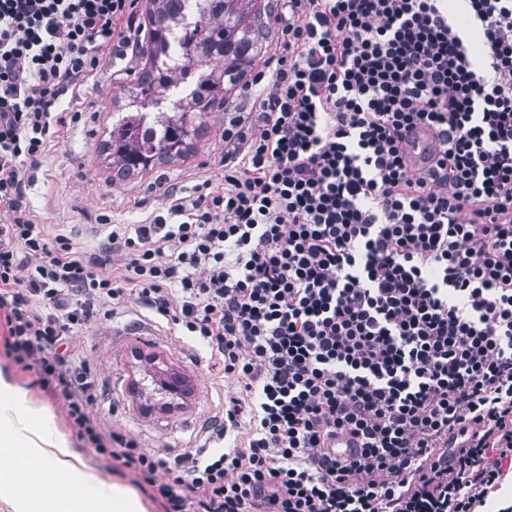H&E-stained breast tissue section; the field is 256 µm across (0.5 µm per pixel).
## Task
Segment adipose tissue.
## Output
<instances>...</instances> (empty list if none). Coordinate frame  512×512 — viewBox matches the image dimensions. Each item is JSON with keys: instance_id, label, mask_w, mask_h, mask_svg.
Instances as JSON below:
<instances>
[{"instance_id": "obj_1", "label": "adipose tissue", "mask_w": 512, "mask_h": 512, "mask_svg": "<svg viewBox=\"0 0 512 512\" xmlns=\"http://www.w3.org/2000/svg\"><path fill=\"white\" fill-rule=\"evenodd\" d=\"M0 499L13 512H146L87 465L44 404L0 367Z\"/></svg>"}]
</instances>
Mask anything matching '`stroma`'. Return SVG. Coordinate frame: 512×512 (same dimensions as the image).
<instances>
[{"instance_id": "35a3bbf8", "label": "stroma", "mask_w": 512, "mask_h": 512, "mask_svg": "<svg viewBox=\"0 0 512 512\" xmlns=\"http://www.w3.org/2000/svg\"><path fill=\"white\" fill-rule=\"evenodd\" d=\"M144 64V57L105 51L97 68L61 99L60 111L74 120L55 133L23 197L49 235L66 234L92 256L110 225L147 224L164 211V189L187 196L204 181L224 183L228 118L220 107L187 157L127 178L112 172V159L102 150L112 129V98ZM68 343L75 360L89 362L103 389L98 409L108 426L150 448L205 440L225 398L238 390L233 378L217 376L205 348L174 338L166 321L132 296L116 316L73 330Z\"/></svg>"}]
</instances>
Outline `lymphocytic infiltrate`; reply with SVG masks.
<instances>
[{"label":"lymphocytic infiltrate","mask_w":512,"mask_h":512,"mask_svg":"<svg viewBox=\"0 0 512 512\" xmlns=\"http://www.w3.org/2000/svg\"><path fill=\"white\" fill-rule=\"evenodd\" d=\"M277 0L276 67L231 105L224 185L103 256L22 206L58 104L106 49L139 54L133 0H0L4 347L80 439L164 512H486L512 461V0ZM438 152L411 169L404 135ZM125 257L112 274V251ZM236 379L214 430L171 458L108 429L73 328L125 293ZM358 441L340 460L328 442ZM460 447H451V440Z\"/></svg>","instance_id":"obj_1"}]
</instances>
